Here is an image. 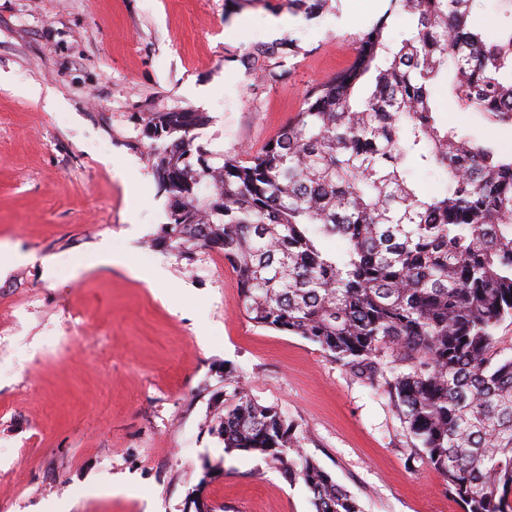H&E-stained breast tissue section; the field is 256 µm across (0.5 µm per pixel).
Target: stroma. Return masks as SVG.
<instances>
[{
    "label": "stroma",
    "mask_w": 512,
    "mask_h": 512,
    "mask_svg": "<svg viewBox=\"0 0 512 512\" xmlns=\"http://www.w3.org/2000/svg\"><path fill=\"white\" fill-rule=\"evenodd\" d=\"M386 8L0 0V253L19 257L0 269V512H195L207 472L217 512H314L282 468L209 432L229 369L298 424L304 452L362 512H464L387 395L319 345L250 322L220 253L187 262L150 245L169 203L135 115L200 112L195 144L213 164L256 154ZM288 39L301 51L278 78L237 61ZM438 99L445 118L512 151V127ZM111 475L129 489L106 491Z\"/></svg>",
    "instance_id": "obj_1"
}]
</instances>
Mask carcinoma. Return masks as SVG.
Returning a JSON list of instances; mask_svg holds the SVG:
<instances>
[{"label": "carcinoma", "instance_id": "carcinoma-1", "mask_svg": "<svg viewBox=\"0 0 512 512\" xmlns=\"http://www.w3.org/2000/svg\"><path fill=\"white\" fill-rule=\"evenodd\" d=\"M289 2L315 15L332 0ZM400 13L412 23L397 35ZM505 18L489 41L477 0H388L351 64L311 87L248 161L209 163L194 144L200 112L140 117L170 211L151 244L187 261L224 254L249 321L318 344L374 388L392 350L384 392L465 512L512 507V356L496 336L512 323V156L443 120L436 91L512 126V11ZM299 51L254 43L239 62L273 77V61ZM416 170L435 177L430 192ZM224 382L211 428L224 452L285 467L315 512H362L300 451L281 409L253 400L230 370Z\"/></svg>", "mask_w": 512, "mask_h": 512}]
</instances>
